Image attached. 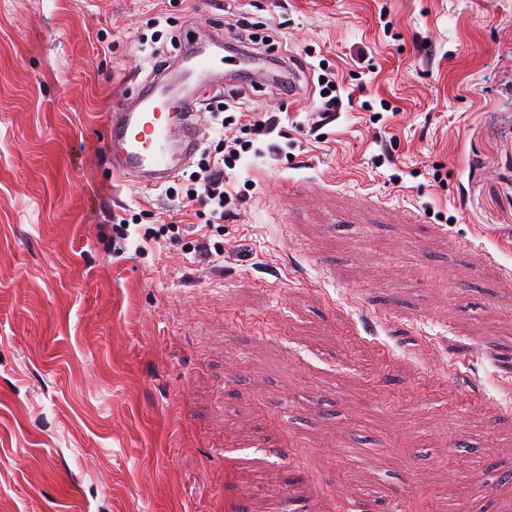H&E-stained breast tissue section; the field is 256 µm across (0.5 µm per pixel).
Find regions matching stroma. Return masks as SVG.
Masks as SVG:
<instances>
[{
    "label": "stroma",
    "instance_id": "obj_1",
    "mask_svg": "<svg viewBox=\"0 0 512 512\" xmlns=\"http://www.w3.org/2000/svg\"><path fill=\"white\" fill-rule=\"evenodd\" d=\"M237 15L319 86L224 89L279 130L222 256L112 176L107 113ZM373 62L361 68L359 55ZM158 237L112 251V218ZM512 0H0V512H512ZM480 448L460 455L459 439ZM317 81L318 85L321 87L319 94L326 100L323 102L321 112H319V119L311 124L310 130H315V132L335 121L337 112H340L342 107L340 96L336 94L333 95V93H336V82L333 74L331 72L328 74H320L318 75ZM330 83H333L334 87H330Z\"/></svg>",
    "mask_w": 512,
    "mask_h": 512
}]
</instances>
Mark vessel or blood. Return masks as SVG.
Here are the masks:
<instances>
[{
	"label": "vessel or blood",
	"mask_w": 512,
	"mask_h": 512,
	"mask_svg": "<svg viewBox=\"0 0 512 512\" xmlns=\"http://www.w3.org/2000/svg\"><path fill=\"white\" fill-rule=\"evenodd\" d=\"M229 79L223 58L198 54L156 76L145 92L108 113L113 175L146 185L173 178L194 153L202 119L201 113L188 111V100Z\"/></svg>",
	"instance_id": "vessel-or-blood-1"
}]
</instances>
